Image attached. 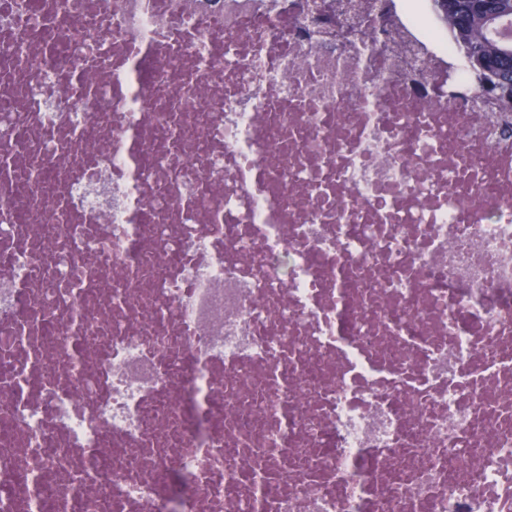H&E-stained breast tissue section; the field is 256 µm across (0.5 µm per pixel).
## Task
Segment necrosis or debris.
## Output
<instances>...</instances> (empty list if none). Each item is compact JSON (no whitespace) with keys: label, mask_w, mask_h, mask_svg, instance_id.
Returning <instances> with one entry per match:
<instances>
[{"label":"necrosis or debris","mask_w":512,"mask_h":512,"mask_svg":"<svg viewBox=\"0 0 512 512\" xmlns=\"http://www.w3.org/2000/svg\"><path fill=\"white\" fill-rule=\"evenodd\" d=\"M367 5L0 0V512H512V114Z\"/></svg>","instance_id":"4bbe7bcc"}]
</instances>
